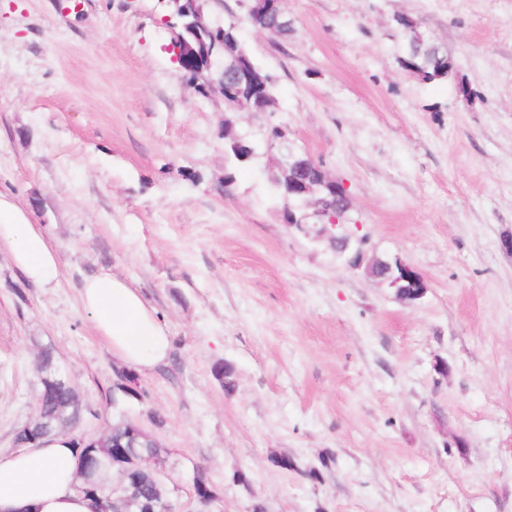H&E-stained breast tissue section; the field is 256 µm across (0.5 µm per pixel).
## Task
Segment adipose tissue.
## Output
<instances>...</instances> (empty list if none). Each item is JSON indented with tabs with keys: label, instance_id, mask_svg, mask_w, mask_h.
Returning <instances> with one entry per match:
<instances>
[{
	"label": "adipose tissue",
	"instance_id": "obj_1",
	"mask_svg": "<svg viewBox=\"0 0 512 512\" xmlns=\"http://www.w3.org/2000/svg\"><path fill=\"white\" fill-rule=\"evenodd\" d=\"M0 247L23 276L54 287L60 276L57 246L10 195L0 192ZM80 298L95 331L138 372L164 362L170 349L165 325L123 278L102 273L84 280ZM79 451L56 435L24 451L0 455V512H92L75 480Z\"/></svg>",
	"mask_w": 512,
	"mask_h": 512
}]
</instances>
